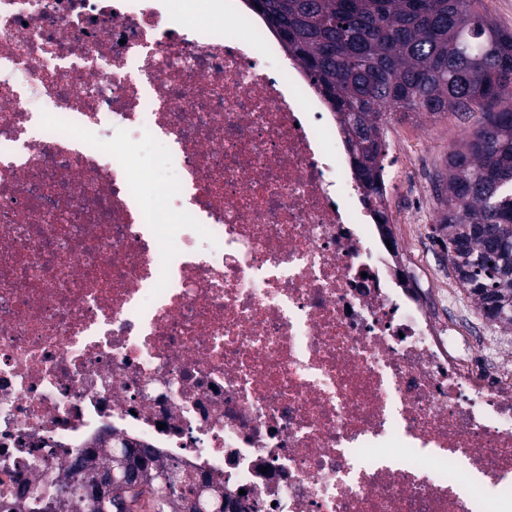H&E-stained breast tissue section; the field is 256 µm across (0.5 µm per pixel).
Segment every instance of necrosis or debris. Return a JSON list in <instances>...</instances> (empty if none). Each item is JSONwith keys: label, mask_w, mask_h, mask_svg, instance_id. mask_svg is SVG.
<instances>
[{"label": "necrosis or debris", "mask_w": 512, "mask_h": 512, "mask_svg": "<svg viewBox=\"0 0 512 512\" xmlns=\"http://www.w3.org/2000/svg\"><path fill=\"white\" fill-rule=\"evenodd\" d=\"M175 3L0 0V492L126 442L224 512H512V346L398 286L264 18ZM178 9L182 20L186 23L201 24L207 21L209 13L207 10V2L203 0H180Z\"/></svg>", "instance_id": "necrosis-or-debris-1"}]
</instances>
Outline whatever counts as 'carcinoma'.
<instances>
[{
  "label": "carcinoma",
  "mask_w": 512,
  "mask_h": 512,
  "mask_svg": "<svg viewBox=\"0 0 512 512\" xmlns=\"http://www.w3.org/2000/svg\"><path fill=\"white\" fill-rule=\"evenodd\" d=\"M336 113L355 180L377 223L386 210L382 171L387 124L394 114L483 115L480 126L448 157V183L434 230L455 280L479 307L512 332V32L488 16L483 0H249ZM139 489L120 484L89 501L74 489L107 462L77 458L78 479L63 493L80 512H186L194 480L160 494L147 449Z\"/></svg>",
  "instance_id": "cac0c4a2"
}]
</instances>
